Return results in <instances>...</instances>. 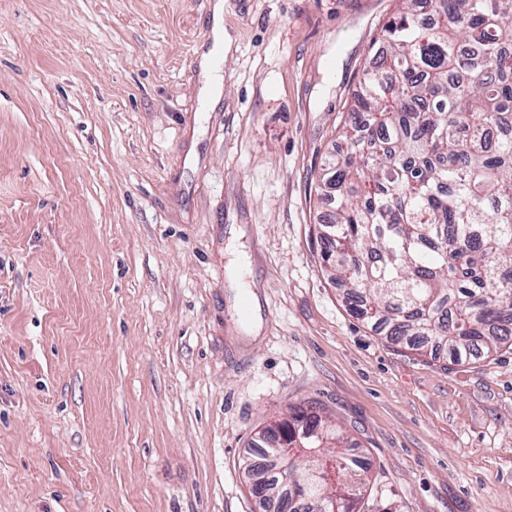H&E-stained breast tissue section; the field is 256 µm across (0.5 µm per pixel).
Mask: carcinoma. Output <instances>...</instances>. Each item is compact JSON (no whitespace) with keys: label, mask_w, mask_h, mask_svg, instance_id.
<instances>
[{"label":"carcinoma","mask_w":512,"mask_h":512,"mask_svg":"<svg viewBox=\"0 0 512 512\" xmlns=\"http://www.w3.org/2000/svg\"><path fill=\"white\" fill-rule=\"evenodd\" d=\"M319 181L322 268L387 342L468 363L512 346V0H398ZM245 469L277 512H360L366 459L316 403L291 409L296 484Z\"/></svg>","instance_id":"cac0c4a2"}]
</instances>
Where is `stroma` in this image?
I'll use <instances>...</instances> for the list:
<instances>
[{"mask_svg":"<svg viewBox=\"0 0 512 512\" xmlns=\"http://www.w3.org/2000/svg\"><path fill=\"white\" fill-rule=\"evenodd\" d=\"M0 0V512H255L315 402L364 512H512V349L395 350L321 270L316 177L397 0Z\"/></svg>","mask_w":512,"mask_h":512,"instance_id":"1","label":"stroma"}]
</instances>
